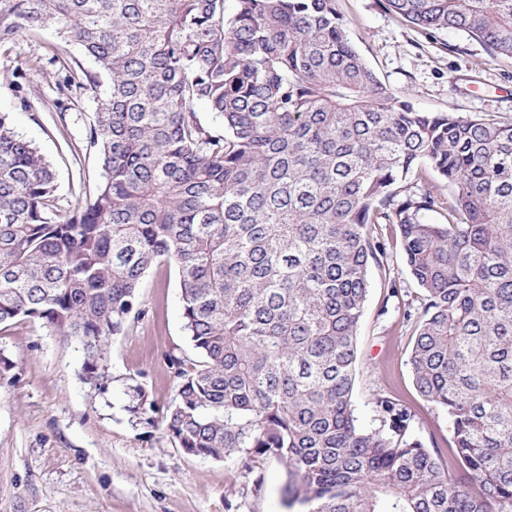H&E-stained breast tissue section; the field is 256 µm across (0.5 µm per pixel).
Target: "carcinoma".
Masks as SVG:
<instances>
[{"label":"carcinoma","instance_id":"cac0c4a2","mask_svg":"<svg viewBox=\"0 0 512 512\" xmlns=\"http://www.w3.org/2000/svg\"><path fill=\"white\" fill-rule=\"evenodd\" d=\"M337 0H0V47L52 29L66 110L93 93L102 180L62 214L52 164L0 111V324L46 321L85 380L175 264L193 360L163 430L188 454L273 458L307 512H512V123L421 112L350 42ZM427 35L512 58V0H382ZM215 114L218 132L200 112ZM435 215L432 221L429 215ZM399 250L420 310L417 394L355 415L370 269Z\"/></svg>","mask_w":512,"mask_h":512}]
</instances>
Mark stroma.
<instances>
[{
	"label": "stroma",
	"mask_w": 512,
	"mask_h": 512,
	"mask_svg": "<svg viewBox=\"0 0 512 512\" xmlns=\"http://www.w3.org/2000/svg\"><path fill=\"white\" fill-rule=\"evenodd\" d=\"M337 8L378 78L419 111L512 123L511 58L492 56L462 31L418 32L380 0H337ZM58 42L48 29L0 48V110L12 112L17 130L52 163L65 211L100 182L102 168L95 154L76 159L71 153L93 119L89 93H78L71 110L57 111L56 94L38 70ZM25 97L34 99L33 109L22 108ZM370 282L358 336L355 413L370 423L376 395L398 396L416 412L419 433L447 452L446 416L412 384V324L399 311L377 315L390 284L415 290L400 254L391 256L388 269L371 268ZM141 297L151 314L111 339L108 379L99 389L84 379L79 342L38 318L0 325V512H303L284 504L286 474L278 462L260 465L264 482L257 490L238 458L190 455L166 437L160 420L178 384L167 358L195 356L175 269L150 271ZM137 385L144 399L133 394Z\"/></svg>",
	"instance_id": "stroma-1"
}]
</instances>
